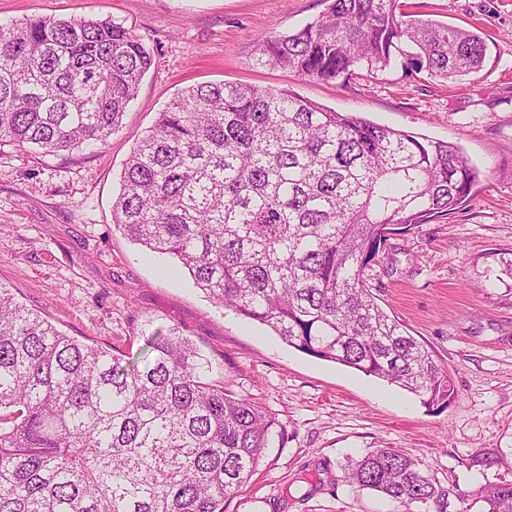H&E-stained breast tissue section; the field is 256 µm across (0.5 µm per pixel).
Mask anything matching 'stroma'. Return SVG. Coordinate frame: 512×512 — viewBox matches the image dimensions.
<instances>
[{"label":"stroma","mask_w":512,"mask_h":512,"mask_svg":"<svg viewBox=\"0 0 512 512\" xmlns=\"http://www.w3.org/2000/svg\"><path fill=\"white\" fill-rule=\"evenodd\" d=\"M415 12L482 30L491 57L447 84L402 67L323 83L256 64L259 36L304 26L322 0H0V24L110 18L154 64L122 127L101 148L59 155L0 147V285L67 335L123 351L174 328L211 362V380L283 423L226 512H397L349 486L344 468L372 448L416 458L438 485L466 491L451 512H480L471 490L512 480V300L483 275L512 251V0H411ZM231 81L289 87L336 112L458 145L482 173L468 206L391 239L392 271L370 270L388 313L448 368L455 397L414 394L294 350L197 288L175 259L143 251L113 221L123 165L184 88ZM496 456L494 466L472 456Z\"/></svg>","instance_id":"stroma-1"}]
</instances>
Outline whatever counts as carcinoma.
I'll return each mask as SVG.
<instances>
[{
	"label": "carcinoma",
	"mask_w": 512,
	"mask_h": 512,
	"mask_svg": "<svg viewBox=\"0 0 512 512\" xmlns=\"http://www.w3.org/2000/svg\"><path fill=\"white\" fill-rule=\"evenodd\" d=\"M318 18L257 40L256 63L347 81L405 69L455 83L481 71L486 39L405 11L402 0H324ZM153 54L112 19L0 24V144L57 154L104 145ZM478 171L451 142L335 112L287 87L201 83L133 149L113 203L145 249L297 351L354 368L439 407L448 369L375 300L365 272L390 236L448 218ZM491 276L512 295V257ZM133 361L57 330L0 286V512H224L279 422L208 380L175 329ZM348 482L413 512L451 494L512 512V481L445 491L396 448L347 465Z\"/></svg>",
	"instance_id": "cac0c4a2"
}]
</instances>
